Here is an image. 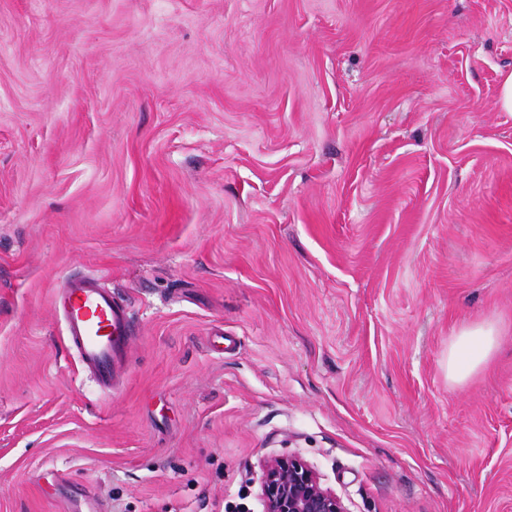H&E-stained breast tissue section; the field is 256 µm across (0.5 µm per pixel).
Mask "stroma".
<instances>
[{
  "label": "stroma",
  "mask_w": 512,
  "mask_h": 512,
  "mask_svg": "<svg viewBox=\"0 0 512 512\" xmlns=\"http://www.w3.org/2000/svg\"><path fill=\"white\" fill-rule=\"evenodd\" d=\"M509 72L512 0H0V512H263L288 454L349 512H512ZM54 306L84 371L96 378L101 392L112 394L126 377L131 340L126 309L89 278L66 280L54 293ZM498 341L499 333L490 322L461 327L448 346V380L462 383L486 366Z\"/></svg>",
  "instance_id": "stroma-1"
}]
</instances>
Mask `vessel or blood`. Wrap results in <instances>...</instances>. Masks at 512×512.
I'll use <instances>...</instances> for the list:
<instances>
[{
    "mask_svg": "<svg viewBox=\"0 0 512 512\" xmlns=\"http://www.w3.org/2000/svg\"><path fill=\"white\" fill-rule=\"evenodd\" d=\"M54 306L84 371L96 378L101 392L112 393L126 377L131 340L126 309L89 278L66 280L54 293Z\"/></svg>",
    "mask_w": 512,
    "mask_h": 512,
    "instance_id": "vessel-or-blood-1",
    "label": "vessel or blood"
}]
</instances>
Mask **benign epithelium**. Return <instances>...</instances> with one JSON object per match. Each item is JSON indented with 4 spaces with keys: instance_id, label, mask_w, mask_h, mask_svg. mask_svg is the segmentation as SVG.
Instances as JSON below:
<instances>
[{
    "instance_id": "obj_1",
    "label": "benign epithelium",
    "mask_w": 512,
    "mask_h": 512,
    "mask_svg": "<svg viewBox=\"0 0 512 512\" xmlns=\"http://www.w3.org/2000/svg\"><path fill=\"white\" fill-rule=\"evenodd\" d=\"M262 471L264 512H349L321 475L295 455L271 457Z\"/></svg>"
}]
</instances>
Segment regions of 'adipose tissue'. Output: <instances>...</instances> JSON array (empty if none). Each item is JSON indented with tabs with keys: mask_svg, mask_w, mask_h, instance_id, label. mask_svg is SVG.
<instances>
[{
	"mask_svg": "<svg viewBox=\"0 0 512 512\" xmlns=\"http://www.w3.org/2000/svg\"><path fill=\"white\" fill-rule=\"evenodd\" d=\"M499 333L492 323L466 325L448 346V379L459 384L488 364L498 347Z\"/></svg>",
	"mask_w": 512,
	"mask_h": 512,
	"instance_id": "obj_1",
	"label": "adipose tissue"
}]
</instances>
